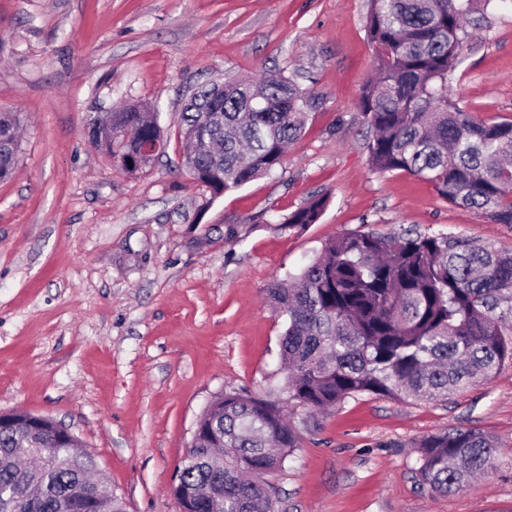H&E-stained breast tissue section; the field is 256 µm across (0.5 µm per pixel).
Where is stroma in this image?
<instances>
[{"mask_svg": "<svg viewBox=\"0 0 512 512\" xmlns=\"http://www.w3.org/2000/svg\"><path fill=\"white\" fill-rule=\"evenodd\" d=\"M368 0H0V110L22 151L0 180V413L53 418L92 451L126 512H177L170 493L194 425L217 395L263 396L284 331L264 299L339 234L413 229L512 250L488 224L405 172L372 173L357 95L374 68ZM449 76L482 119L512 120V9L471 16ZM275 71L315 103L282 169L220 197L183 165L185 100L225 74ZM149 103L170 137L140 174L87 137ZM325 194L318 223L279 217ZM236 237H228L227 225ZM269 474L278 512H512V362L449 401L374 395L310 416ZM450 427L498 450L485 474L439 496L420 489L416 447Z\"/></svg>", "mask_w": 512, "mask_h": 512, "instance_id": "obj_1", "label": "stroma"}]
</instances>
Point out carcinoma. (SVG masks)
I'll list each match as a JSON object with an SVG mask.
<instances>
[{
	"label": "carcinoma",
	"mask_w": 512,
	"mask_h": 512,
	"mask_svg": "<svg viewBox=\"0 0 512 512\" xmlns=\"http://www.w3.org/2000/svg\"><path fill=\"white\" fill-rule=\"evenodd\" d=\"M474 3L368 0L377 76L362 84L357 106L370 133L372 171L407 172L490 224H512V121L481 120L448 92ZM313 103L309 89L281 75L225 77L224 97L205 88L182 112L189 168L206 177L224 172L213 196L273 173L303 136ZM19 122L16 113L0 112V176L18 162ZM141 139L167 142L149 106L114 112L92 129V141L114 155ZM327 203L315 195L275 229L314 224ZM265 295L284 322L282 377L264 398L230 391L200 414V434L176 470L173 492L187 498L219 483L223 497L199 512H277L265 475L284 468L298 447L287 411H324L364 394L446 402L512 360V341L502 333L512 319V252L470 239L344 233L299 274L273 280ZM26 429L24 414L0 428V512L123 508L109 484L91 478L94 457L75 448L24 453ZM496 448L479 430L444 429L419 442L416 477L430 492L448 494L484 472Z\"/></svg>",
	"instance_id": "cac0c4a2"
}]
</instances>
